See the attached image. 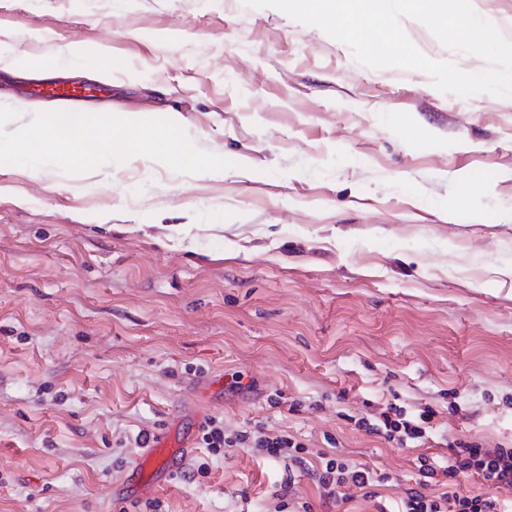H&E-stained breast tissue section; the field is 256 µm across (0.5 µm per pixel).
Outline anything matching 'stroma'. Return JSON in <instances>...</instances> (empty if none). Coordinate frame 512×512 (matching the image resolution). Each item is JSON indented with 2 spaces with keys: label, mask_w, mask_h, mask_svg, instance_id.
Instances as JSON below:
<instances>
[{
  "label": "stroma",
  "mask_w": 512,
  "mask_h": 512,
  "mask_svg": "<svg viewBox=\"0 0 512 512\" xmlns=\"http://www.w3.org/2000/svg\"><path fill=\"white\" fill-rule=\"evenodd\" d=\"M401 25L429 59L486 69ZM72 45L116 64L56 65ZM51 73L98 87L87 114L175 118L233 166L0 165V512H128L134 438L173 420L194 438L212 416L228 437L263 422L307 466L195 447L161 512H375L355 488L324 498L309 469L330 450L389 474L395 512L420 453L512 448V97L370 68L242 0H0L7 131L53 109L30 93ZM236 372L248 389L201 395ZM393 402L435 410L426 451L357 426Z\"/></svg>",
  "instance_id": "obj_1"
}]
</instances>
